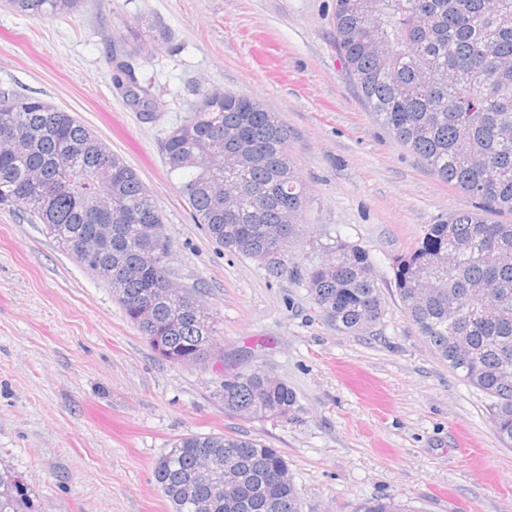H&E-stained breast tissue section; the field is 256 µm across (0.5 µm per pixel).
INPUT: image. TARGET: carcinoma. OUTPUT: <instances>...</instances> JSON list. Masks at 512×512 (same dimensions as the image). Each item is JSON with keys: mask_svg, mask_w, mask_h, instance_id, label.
Segmentation results:
<instances>
[{"mask_svg": "<svg viewBox=\"0 0 512 512\" xmlns=\"http://www.w3.org/2000/svg\"><path fill=\"white\" fill-rule=\"evenodd\" d=\"M85 0H6L33 20L72 14ZM336 43L349 75L384 126L441 180L491 208L512 211V0H336ZM113 81L153 118L164 102L139 83L118 50ZM201 91L190 115L171 128L164 152L169 173L195 223L224 248L288 274L281 238L298 236L306 196L288 153V130L256 100ZM0 203L24 208L89 274L112 288L128 320L171 364L217 356L218 320L194 305L199 291L169 287V241L156 244L163 216L138 175L71 113L40 98L0 91ZM238 130L243 164H216L224 130ZM194 153L198 163L184 166ZM238 197L224 216L216 196ZM112 198V240L77 250L98 225V204ZM325 259L299 270L324 320L348 335L372 332L385 301L368 253L340 237L316 244ZM401 306L421 336L463 381L487 395L492 426L512 446V224H491L459 211L428 225L417 247L393 263ZM146 300L154 318L142 319ZM224 410L286 419L293 390L261 370L224 366ZM222 456L235 483L196 482L205 457ZM154 478L171 512H301L288 461L277 448L221 434H189L155 463ZM0 512H35L28 487L0 472ZM359 512H414L394 498Z\"/></svg>", "mask_w": 512, "mask_h": 512, "instance_id": "1", "label": "carcinoma"}]
</instances>
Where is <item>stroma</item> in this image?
I'll return each mask as SVG.
<instances>
[{
	"label": "stroma",
	"mask_w": 512,
	"mask_h": 512,
	"mask_svg": "<svg viewBox=\"0 0 512 512\" xmlns=\"http://www.w3.org/2000/svg\"><path fill=\"white\" fill-rule=\"evenodd\" d=\"M336 0H86L28 18L0 0V88L73 113L130 166L164 217L169 265L218 318L223 361L173 366L111 288L17 204L0 205V468L37 512H171L153 476L188 434L280 449L301 512H358L393 496L417 512H512V447L486 395L455 376L405 315L393 261L456 211L512 224L436 175L379 121L336 48ZM168 105L147 118L112 83L113 44ZM248 95L288 129L307 204L292 265L313 242L364 248L385 300L373 334L336 332L298 279L216 244L170 177L165 130L199 91ZM247 356L288 384V419L225 411L224 363Z\"/></svg>",
	"instance_id": "1"
}]
</instances>
